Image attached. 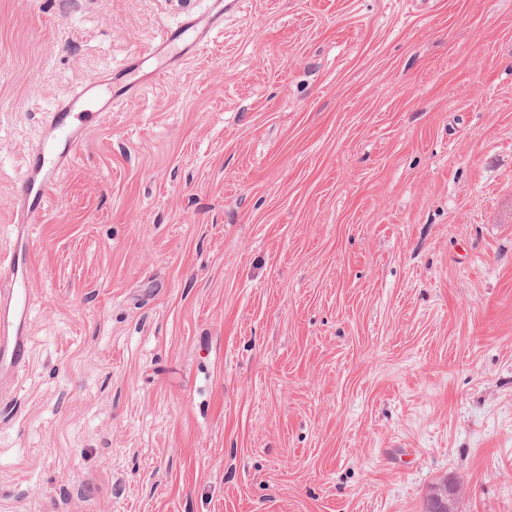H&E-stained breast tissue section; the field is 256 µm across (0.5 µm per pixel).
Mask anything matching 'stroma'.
<instances>
[{
	"label": "stroma",
	"instance_id": "1",
	"mask_svg": "<svg viewBox=\"0 0 512 512\" xmlns=\"http://www.w3.org/2000/svg\"><path fill=\"white\" fill-rule=\"evenodd\" d=\"M32 225L0 512H512V0H238ZM214 0H0V251L45 112Z\"/></svg>",
	"mask_w": 512,
	"mask_h": 512
}]
</instances>
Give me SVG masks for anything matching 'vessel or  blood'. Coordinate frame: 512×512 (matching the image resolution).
Masks as SVG:
<instances>
[{"label":"vessel or blood","instance_id":"b4317fda","mask_svg":"<svg viewBox=\"0 0 512 512\" xmlns=\"http://www.w3.org/2000/svg\"><path fill=\"white\" fill-rule=\"evenodd\" d=\"M211 26L208 20L184 21L166 29L145 53L162 57L177 49L198 48ZM140 88L137 79L109 95L96 85L81 88L46 114L45 144L26 156L25 174L14 198L16 244L9 254L0 255V399L31 356V298L27 288L31 217L44 210L60 170L83 142L88 124L101 121L114 100L135 97Z\"/></svg>","mask_w":512,"mask_h":512}]
</instances>
